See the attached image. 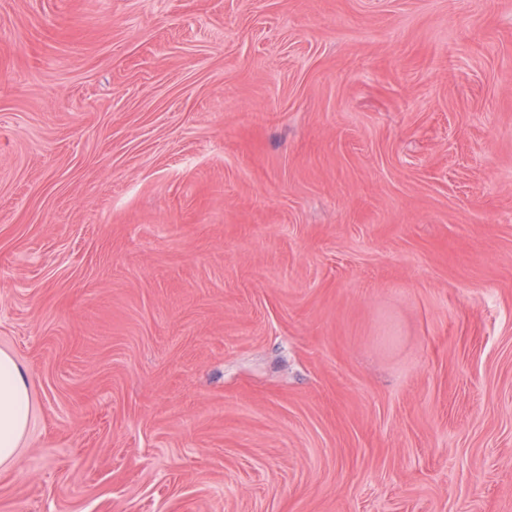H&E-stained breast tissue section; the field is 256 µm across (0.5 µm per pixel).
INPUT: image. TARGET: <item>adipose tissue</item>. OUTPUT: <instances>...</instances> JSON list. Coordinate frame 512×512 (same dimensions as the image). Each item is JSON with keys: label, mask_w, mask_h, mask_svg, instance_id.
Instances as JSON below:
<instances>
[{"label": "adipose tissue", "mask_w": 512, "mask_h": 512, "mask_svg": "<svg viewBox=\"0 0 512 512\" xmlns=\"http://www.w3.org/2000/svg\"><path fill=\"white\" fill-rule=\"evenodd\" d=\"M29 420L28 376L12 356L0 352V464L16 461Z\"/></svg>", "instance_id": "adipose-tissue-1"}]
</instances>
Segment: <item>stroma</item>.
Here are the masks:
<instances>
[{
	"mask_svg": "<svg viewBox=\"0 0 512 512\" xmlns=\"http://www.w3.org/2000/svg\"><path fill=\"white\" fill-rule=\"evenodd\" d=\"M0 512H512V0H0ZM29 420L28 376L12 356L0 352V464L16 461Z\"/></svg>",
	"mask_w": 512,
	"mask_h": 512,
	"instance_id": "1",
	"label": "stroma"
}]
</instances>
